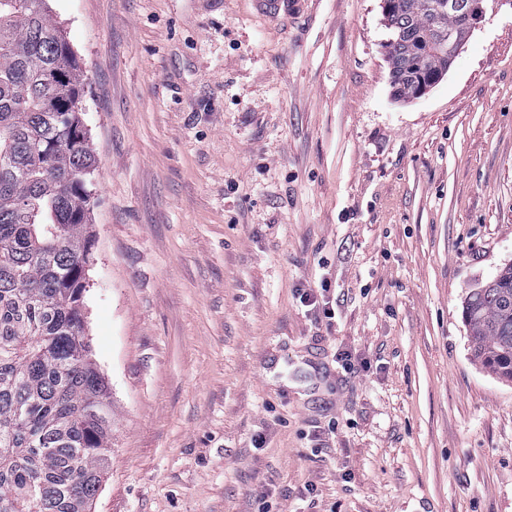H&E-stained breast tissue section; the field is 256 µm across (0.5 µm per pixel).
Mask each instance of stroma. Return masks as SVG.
<instances>
[{
    "label": "stroma",
    "mask_w": 512,
    "mask_h": 512,
    "mask_svg": "<svg viewBox=\"0 0 512 512\" xmlns=\"http://www.w3.org/2000/svg\"><path fill=\"white\" fill-rule=\"evenodd\" d=\"M50 6L97 157L91 512H512V384L462 319L512 264V0L410 103L380 0ZM257 11L279 26H288V18L301 4L300 0H253Z\"/></svg>",
    "instance_id": "obj_1"
}]
</instances>
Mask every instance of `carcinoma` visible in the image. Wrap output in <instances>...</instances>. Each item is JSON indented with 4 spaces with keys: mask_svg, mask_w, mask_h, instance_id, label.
Here are the masks:
<instances>
[{
    "mask_svg": "<svg viewBox=\"0 0 512 512\" xmlns=\"http://www.w3.org/2000/svg\"><path fill=\"white\" fill-rule=\"evenodd\" d=\"M430 0H395L390 85L410 99L409 43ZM427 52V72L448 59ZM86 78L48 0H0V512H90L112 452L108 387L84 312L96 155ZM475 361L512 382V264L467 294Z\"/></svg>",
    "mask_w": 512,
    "mask_h": 512,
    "instance_id": "carcinoma-1",
    "label": "carcinoma"
}]
</instances>
